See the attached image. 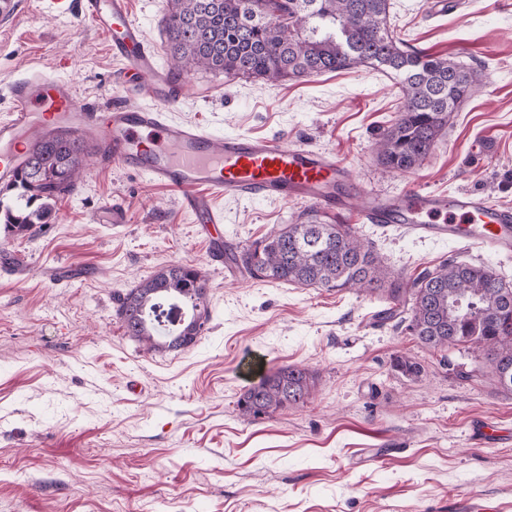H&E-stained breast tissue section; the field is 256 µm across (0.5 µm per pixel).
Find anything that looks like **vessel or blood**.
Instances as JSON below:
<instances>
[{
	"label": "vessel or blood",
	"mask_w": 512,
	"mask_h": 512,
	"mask_svg": "<svg viewBox=\"0 0 512 512\" xmlns=\"http://www.w3.org/2000/svg\"><path fill=\"white\" fill-rule=\"evenodd\" d=\"M43 10L82 17L104 34L114 61L115 81L140 104L119 102L100 109L81 101L74 83L32 73L10 86L11 107L0 115V184L11 183L28 159L33 138L61 127L96 142L99 161L141 172L178 191V206L211 237L212 259L225 269L218 199L288 202L304 199L320 207L359 212L365 223L393 226L409 235L493 254L512 253V207L469 191L454 197L411 192L381 198L352 188L348 169L331 152L295 146L273 137L216 135L170 114L187 93L163 69L130 0H41Z\"/></svg>",
	"instance_id": "1"
}]
</instances>
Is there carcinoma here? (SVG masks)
<instances>
[{"instance_id": "1", "label": "carcinoma", "mask_w": 512, "mask_h": 512, "mask_svg": "<svg viewBox=\"0 0 512 512\" xmlns=\"http://www.w3.org/2000/svg\"><path fill=\"white\" fill-rule=\"evenodd\" d=\"M162 23L177 77L202 68L276 83L353 68L400 77L402 106L376 143L391 172L414 170L432 151L452 114L484 80L462 61L435 58L394 34L388 0H167ZM89 142L67 129L40 134L0 200V224L26 235L47 224L55 202L74 190ZM224 251L250 278L376 296L388 320L406 304V330L429 348L469 345L490 363L496 385L512 394V286L483 264L448 259L408 282L392 275L349 224L315 210L261 240ZM125 334L149 351L185 352L210 320L207 281L192 264H170L117 299ZM314 375L284 365L244 388L239 412L254 420L305 404Z\"/></svg>"}]
</instances>
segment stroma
<instances>
[{"label":"stroma","mask_w":512,"mask_h":512,"mask_svg":"<svg viewBox=\"0 0 512 512\" xmlns=\"http://www.w3.org/2000/svg\"><path fill=\"white\" fill-rule=\"evenodd\" d=\"M14 2L0 21V115L11 82L34 72L72 80L89 102L124 99L90 22ZM390 3L410 46L485 71L415 170L393 174L377 161L375 143L400 108L397 78L380 70L266 83L198 69L175 115L217 135L327 150L367 192L473 191L512 207V0H459L443 14L432 0ZM165 9L166 0H131L167 66ZM118 196L127 223H96ZM223 207L224 240L242 248L313 204ZM339 219L404 279L452 258L490 265L512 284V254L414 238L353 212ZM3 254L20 269L0 272V512H448L460 496L512 512V442L470 437L477 419L512 431V395L491 376L464 378L477 364L471 348H426L380 319L371 295L226 277L176 192L148 176L89 159L41 231L0 232ZM173 263L205 274L210 320L190 350L149 352L126 336L116 298ZM399 356L419 363V376L397 371ZM251 362L305 365L312 398L256 421L241 415ZM361 448L391 454L352 467Z\"/></svg>","instance_id":"1"}]
</instances>
